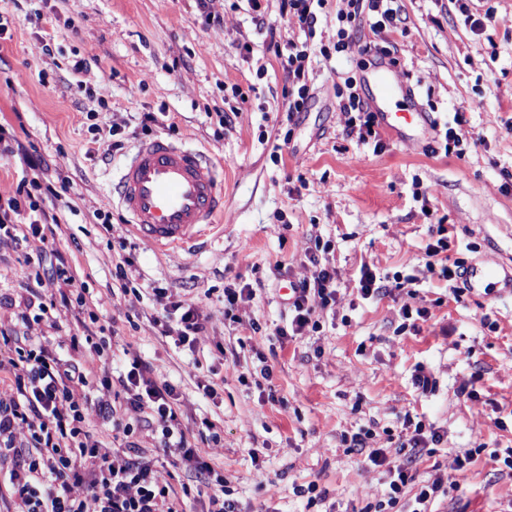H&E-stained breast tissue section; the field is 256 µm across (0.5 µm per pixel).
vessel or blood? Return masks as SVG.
I'll return each instance as SVG.
<instances>
[{
    "label": "vessel or blood",
    "instance_id": "vessel-or-blood-1",
    "mask_svg": "<svg viewBox=\"0 0 512 512\" xmlns=\"http://www.w3.org/2000/svg\"><path fill=\"white\" fill-rule=\"evenodd\" d=\"M369 79L381 127L404 140L433 130L432 115L420 109L391 66L375 63ZM105 203L127 212L140 242L154 249L186 248L203 245L224 210V193L209 156L156 136L138 145ZM461 282L473 294L512 296V265L477 261L465 266Z\"/></svg>",
    "mask_w": 512,
    "mask_h": 512
}]
</instances>
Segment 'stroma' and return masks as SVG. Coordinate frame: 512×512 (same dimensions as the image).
<instances>
[{
  "label": "stroma",
  "mask_w": 512,
  "mask_h": 512,
  "mask_svg": "<svg viewBox=\"0 0 512 512\" xmlns=\"http://www.w3.org/2000/svg\"><path fill=\"white\" fill-rule=\"evenodd\" d=\"M467 5L477 16L493 12L484 33L465 25L457 0H394L399 28L376 33L365 21L356 38L358 48L390 50L424 111L443 123L464 114L475 146L461 159L436 132L415 144L385 132L378 150L347 135L338 94L366 69L358 49L332 51L341 0H326L310 39L282 24L281 0H213L219 27L195 0H0V126L41 161L34 171L0 154V193L34 177L52 183L66 226L60 245L81 287L112 299L98 312L97 335L113 371L132 347L180 391L185 423L215 421L221 440L207 454L241 512H360L382 499L389 477L366 468L346 440L368 428L372 447L395 450L408 415L443 437L435 456L416 459L418 480L442 473L456 483L435 512H503L512 503V475L489 457L512 447V299L453 298L425 268L437 224L449 230V259L512 263V133L503 127L512 118V0ZM290 40L309 45L313 93L292 119L276 52ZM77 56L90 62L79 75L68 66ZM149 112L156 120L142 127ZM157 135L224 169V213L206 248L133 251L140 287L211 291L204 311L213 329L192 352L145 319L130 332L126 313L148 302L115 293L118 254L97 219L135 146ZM116 139L122 150H113ZM317 241L343 273L340 300L319 332L280 341L285 289L306 274ZM25 252L0 245V292L24 295ZM364 262L389 279L417 276L414 304L430 319L405 328L403 296L362 299L354 279ZM279 264L288 275L276 276ZM243 286L255 297L241 323L226 325L224 291ZM263 360L270 384L241 383ZM421 369L438 381L424 396L414 384ZM201 380L216 383L215 398L198 394ZM464 384L474 398L459 395ZM467 448L480 449L478 461L452 471ZM311 483L322 494L312 505L295 493Z\"/></svg>",
  "instance_id": "obj_1"
}]
</instances>
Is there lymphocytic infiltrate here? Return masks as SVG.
Listing matches in <instances>:
<instances>
[{
    "mask_svg": "<svg viewBox=\"0 0 512 512\" xmlns=\"http://www.w3.org/2000/svg\"><path fill=\"white\" fill-rule=\"evenodd\" d=\"M338 13L336 52L351 49L364 14H372L371 28L397 27L399 17L391 0H343ZM306 46L289 42L286 70L291 85L289 112H300L308 101ZM348 133L363 143H380L375 113L364 108L356 91L340 102ZM39 180L19 185L14 196L0 198V243L38 240L47 242L60 228L57 216L35 199L42 193ZM29 207L34 218L26 225L13 216ZM312 270L298 278L288 298V317L275 333L292 339L318 331L320 312L334 308L339 299L341 271L332 262L310 256ZM50 262L56 277L46 280L40 272L28 276L24 297H4L0 304L15 311L10 327L0 326V375L11 383L12 393L0 398V461L9 464V480L0 483V503L6 512H184L172 490L175 466L193 470L206 489L203 512H239L228 498L223 475L199 453L201 445L218 443L216 425L202 419L198 428L186 426L179 413L180 394L168 382L158 381L152 366L129 354L126 370L113 374L96 342V311L107 298H89L75 286L69 258L52 249ZM416 276L386 284L369 265H362L356 279L362 298L380 299L393 291L406 294L400 312L404 319H427L425 308L413 307ZM156 302L146 318L175 347L195 349L208 332L209 316L201 302L165 288L152 289ZM69 318L76 331L70 336L71 355L52 350L45 337L31 335L34 324L44 322L54 330ZM135 412L152 433L153 447L171 457L159 464L143 453L124 448L132 425L124 423ZM367 434L355 433L351 446L364 454L373 468H385L388 487L383 502L363 512H385L400 503L408 485H416L411 512H432L445 493L443 476L416 482L410 459L389 456L385 449L367 445Z\"/></svg>",
    "mask_w": 512,
    "mask_h": 512,
    "instance_id": "f902f5d3",
    "label": "lymphocytic infiltrate"
}]
</instances>
